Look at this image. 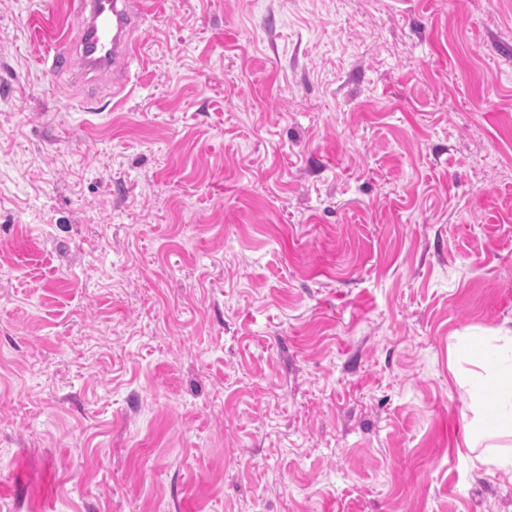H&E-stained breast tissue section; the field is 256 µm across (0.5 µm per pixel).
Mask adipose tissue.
Returning <instances> with one entry per match:
<instances>
[{"label":"adipose tissue","mask_w":512,"mask_h":512,"mask_svg":"<svg viewBox=\"0 0 512 512\" xmlns=\"http://www.w3.org/2000/svg\"><path fill=\"white\" fill-rule=\"evenodd\" d=\"M465 355L472 367L463 371ZM448 368L477 421L463 436L472 468L512 478V329L458 338L449 348Z\"/></svg>","instance_id":"adipose-tissue-1"}]
</instances>
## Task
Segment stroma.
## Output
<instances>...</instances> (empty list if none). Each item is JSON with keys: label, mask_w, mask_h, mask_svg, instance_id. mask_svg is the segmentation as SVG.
Segmentation results:
<instances>
[{"label": "stroma", "mask_w": 512, "mask_h": 512, "mask_svg": "<svg viewBox=\"0 0 512 512\" xmlns=\"http://www.w3.org/2000/svg\"><path fill=\"white\" fill-rule=\"evenodd\" d=\"M75 24L0 0V512H512V0H162L118 108ZM465 348L474 368L460 371ZM448 369L466 388L474 418L463 436L471 466L512 480V329L494 336H462L449 347ZM491 412L492 416L487 417ZM478 421L479 429L474 427Z\"/></svg>", "instance_id": "stroma-1"}]
</instances>
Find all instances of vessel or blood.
I'll list each match as a JSON object with an SVG mask.
<instances>
[{
  "label": "vessel or blood",
  "instance_id": "1",
  "mask_svg": "<svg viewBox=\"0 0 512 512\" xmlns=\"http://www.w3.org/2000/svg\"><path fill=\"white\" fill-rule=\"evenodd\" d=\"M155 0H72L82 21L76 46L54 43L46 58L49 71L70 69L81 60V76L111 75L112 86L123 90L129 68L141 57L143 42L136 31L144 17L155 12Z\"/></svg>",
  "mask_w": 512,
  "mask_h": 512
}]
</instances>
